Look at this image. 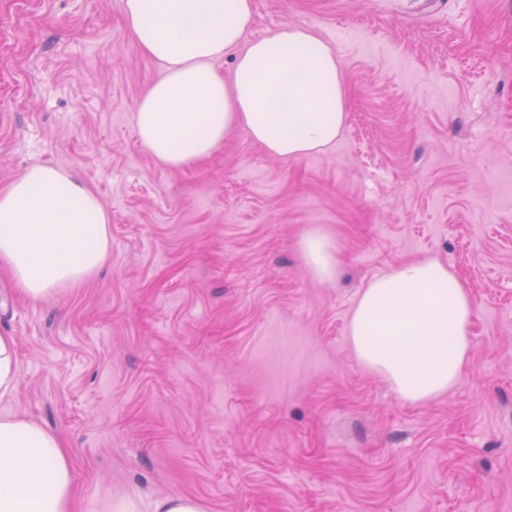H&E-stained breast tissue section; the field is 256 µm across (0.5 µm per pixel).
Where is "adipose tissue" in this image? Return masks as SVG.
<instances>
[{
  "instance_id": "obj_1",
  "label": "adipose tissue",
  "mask_w": 512,
  "mask_h": 512,
  "mask_svg": "<svg viewBox=\"0 0 512 512\" xmlns=\"http://www.w3.org/2000/svg\"><path fill=\"white\" fill-rule=\"evenodd\" d=\"M132 44L161 66L133 105L141 147L158 165H196L243 131L268 155L294 160L335 143L346 120L335 51L309 30L285 26L250 40L253 0H120ZM234 54L230 73L217 60ZM109 216L67 170L29 168L0 188V263L26 296L40 299L90 277L111 249ZM313 277L332 280L336 244L315 229L300 241ZM474 304L436 260L375 278L353 308L357 358L407 403L458 383L470 352ZM73 459L57 434L18 414L0 415V512H73ZM103 512H206L183 496L140 507L128 497Z\"/></svg>"
}]
</instances>
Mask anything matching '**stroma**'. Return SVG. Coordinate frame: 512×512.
<instances>
[{
  "mask_svg": "<svg viewBox=\"0 0 512 512\" xmlns=\"http://www.w3.org/2000/svg\"><path fill=\"white\" fill-rule=\"evenodd\" d=\"M336 51L347 118L283 161L232 132L167 170L133 103L159 67L120 0H0V187L76 173L112 248L34 301L0 265L19 412L73 456L76 512L180 494L207 512H512V0H253ZM331 233L338 269L299 240ZM432 259L474 302L458 384L408 404L354 353L363 288ZM303 261L313 277L330 281L337 273L336 244L328 233L315 229L303 235L300 241Z\"/></svg>",
  "mask_w": 512,
  "mask_h": 512,
  "instance_id": "stroma-1",
  "label": "stroma"
}]
</instances>
